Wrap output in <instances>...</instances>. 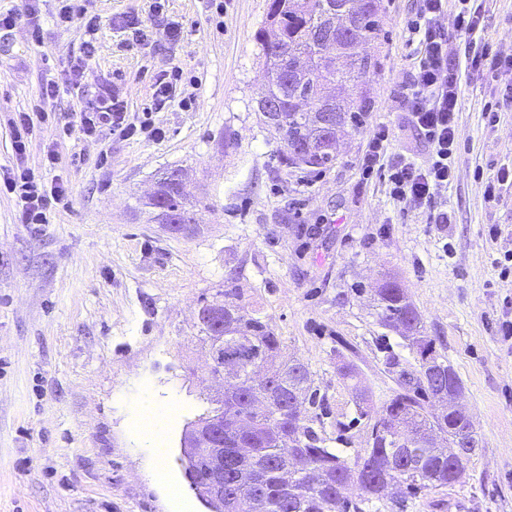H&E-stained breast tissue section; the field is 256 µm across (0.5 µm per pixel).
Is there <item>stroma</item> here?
<instances>
[{"instance_id": "35a3bbf8", "label": "stroma", "mask_w": 512, "mask_h": 512, "mask_svg": "<svg viewBox=\"0 0 512 512\" xmlns=\"http://www.w3.org/2000/svg\"><path fill=\"white\" fill-rule=\"evenodd\" d=\"M97 15L93 59L82 60L80 23L58 28L56 0H0L16 16L0 32V169L15 166L8 121L41 112L25 163L63 180L68 206L47 224H23L0 194V512H176L152 478L138 416L177 406L162 461L193 512H208L181 460L186 425L218 387L195 325L199 301L232 281L259 310L284 354L308 366L324 398L315 429L331 448L366 447L369 420H356L353 386L378 411L396 384L384 345L411 352L377 319L376 288L397 280L426 332L463 383L461 400L480 437L464 484L411 495L394 489L363 512H512V276L496 258L512 251V188L485 196V178L512 167V101L498 78L463 85L454 178L434 209L392 199L359 159L373 125L390 128L389 150L420 164L428 143L401 106L410 80L405 27L418 0H381L383 31L367 46L377 66L345 85L370 106L360 132L344 137L335 163L290 165L258 112L265 67L257 33L269 0H81ZM483 37L512 56V0H483ZM147 26L136 41L124 24ZM178 25L177 39L166 35ZM82 64L80 85L72 67ZM180 74L191 107L153 111L161 131L88 138L79 131L84 90L103 86L128 100L132 122L151 109L159 76ZM60 95L42 99V84ZM498 107L496 122L483 113ZM59 163L44 165L47 149ZM180 167L206 194L200 229L175 238L136 209L167 169ZM449 221L437 223L440 212ZM497 228L498 237L488 235ZM355 365L357 380L340 368Z\"/></svg>"}]
</instances>
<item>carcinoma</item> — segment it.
<instances>
[{"label":"carcinoma","mask_w":512,"mask_h":512,"mask_svg":"<svg viewBox=\"0 0 512 512\" xmlns=\"http://www.w3.org/2000/svg\"><path fill=\"white\" fill-rule=\"evenodd\" d=\"M350 15L341 29L336 24V0H271L267 28L258 37L266 73L284 67L278 48L298 59L319 56L318 37L333 30L336 64L314 67L308 79L295 87L268 82L263 95L281 102L286 121L274 131L286 147L296 143L312 148L308 164L325 168L336 160L332 152H319L312 145L318 138V114L329 109L338 114V135L360 131L368 112L363 100L330 104V86L354 82L367 73L372 56L364 50L381 31L380 0H349ZM159 196L140 201L142 209L157 220L152 208L168 213L196 216L207 197L197 196L187 186L164 172L157 181ZM378 320L416 352L418 364L406 365L392 348L384 347V364L395 375L397 389L377 411L367 448L349 459L341 451L324 446L325 439L307 423V407L321 404L312 387L308 368L275 356L281 340L264 317L241 303L237 289L227 283L197 311V328L203 339L212 340L215 310L223 312L224 354L237 357L245 391L224 395V403L199 416L205 422L213 413L238 421L239 431L224 432V506L232 512H362V504L382 498L393 486L410 492L446 487L457 482L448 466V444L467 427L465 411L440 412L435 390L424 379L429 366H443L448 386L463 390L453 367L437 353L434 340L425 335L422 315L391 279L376 290ZM264 368L280 382L283 393L299 392L300 407L284 409L277 402L264 413L255 411L252 373ZM357 486L360 501L350 502L345 492Z\"/></svg>","instance_id":"1"}]
</instances>
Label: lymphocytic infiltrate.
<instances>
[{
	"label": "lymphocytic infiltrate",
	"instance_id": "f902f5d3",
	"mask_svg": "<svg viewBox=\"0 0 512 512\" xmlns=\"http://www.w3.org/2000/svg\"><path fill=\"white\" fill-rule=\"evenodd\" d=\"M457 2L453 30H445L441 25L445 0H419L415 18L406 25L407 41L416 46L417 55L403 101L413 123L429 143L428 164L422 166L389 152L390 130L382 122L370 134L359 161L363 176L382 174L394 200L421 208L434 207L454 177L457 114L462 107L463 83L491 73L508 77L507 88L512 91V56H502L479 37L484 17L477 0ZM453 38L462 46V62L457 66L448 62V42ZM80 129L87 137L104 132L127 135L133 129L127 101L102 91L92 92L80 109ZM0 184L16 197L19 219L24 224L47 223L52 207L67 199L62 183H44L22 165L1 175Z\"/></svg>",
	"mask_w": 512,
	"mask_h": 512
}]
</instances>
